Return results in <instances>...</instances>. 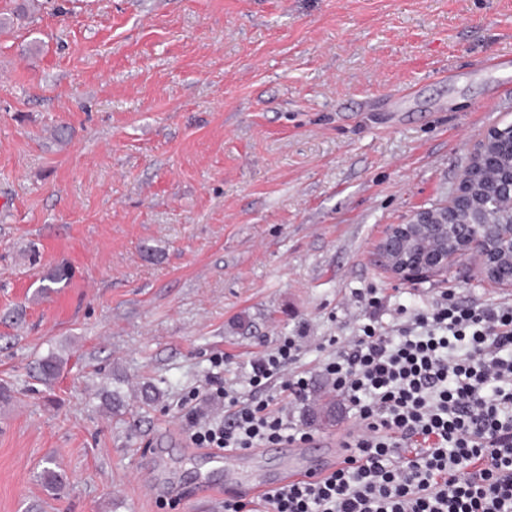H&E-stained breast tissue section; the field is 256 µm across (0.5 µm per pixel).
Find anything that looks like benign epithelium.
Here are the masks:
<instances>
[{"mask_svg":"<svg viewBox=\"0 0 512 512\" xmlns=\"http://www.w3.org/2000/svg\"><path fill=\"white\" fill-rule=\"evenodd\" d=\"M512 123L491 129L474 148L475 168L467 171L453 199L437 210L422 209L406 224H394L378 245L379 257L401 282L445 272L456 260L471 255L486 277L512 287V213L498 220L488 203L469 200L480 173L494 171V179L483 184L488 198L512 195Z\"/></svg>","mask_w":512,"mask_h":512,"instance_id":"benign-epithelium-1","label":"benign epithelium"}]
</instances>
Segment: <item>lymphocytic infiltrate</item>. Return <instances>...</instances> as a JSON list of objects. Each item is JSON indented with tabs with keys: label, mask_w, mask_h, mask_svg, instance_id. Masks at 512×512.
Wrapping results in <instances>:
<instances>
[{
	"label": "lymphocytic infiltrate",
	"mask_w": 512,
	"mask_h": 512,
	"mask_svg": "<svg viewBox=\"0 0 512 512\" xmlns=\"http://www.w3.org/2000/svg\"><path fill=\"white\" fill-rule=\"evenodd\" d=\"M399 314L393 327L373 320L337 342L324 367L358 411L341 461L266 493L263 512H512V304L465 305L448 291ZM300 350L285 338L253 364L252 384L276 379L303 397L306 381L292 368ZM216 392L230 414L197 423L198 447L309 440L306 431L287 433L284 409ZM397 445L404 460L393 455Z\"/></svg>",
	"instance_id": "lymphocytic-infiltrate-1"
}]
</instances>
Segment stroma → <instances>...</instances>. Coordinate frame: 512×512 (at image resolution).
<instances>
[{
  "instance_id": "obj_1",
  "label": "stroma",
  "mask_w": 512,
  "mask_h": 512,
  "mask_svg": "<svg viewBox=\"0 0 512 512\" xmlns=\"http://www.w3.org/2000/svg\"><path fill=\"white\" fill-rule=\"evenodd\" d=\"M40 3L0 34V512H224L240 490L188 440L226 415L212 380L279 398L251 365L300 337L287 424L330 467L356 411L340 395L335 424L312 422L320 366L366 323V289L385 325L448 288L512 301L470 258L400 283L377 251L512 122V0Z\"/></svg>"
}]
</instances>
